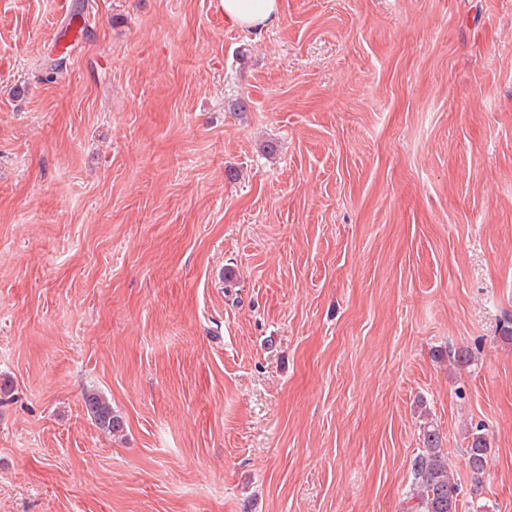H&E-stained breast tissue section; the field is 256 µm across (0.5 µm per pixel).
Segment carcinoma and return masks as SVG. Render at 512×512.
I'll return each instance as SVG.
<instances>
[{
	"mask_svg": "<svg viewBox=\"0 0 512 512\" xmlns=\"http://www.w3.org/2000/svg\"><path fill=\"white\" fill-rule=\"evenodd\" d=\"M474 357L467 349L448 348V362L458 368L468 367ZM84 403L96 426L109 434L123 429V421L114 413L106 398L97 392L84 394ZM425 448L412 464L416 504L412 512H457L459 486L448 472V463L442 448V440L434 429L423 432ZM489 446L484 434L476 431L469 436L466 454L473 474L483 473Z\"/></svg>",
	"mask_w": 512,
	"mask_h": 512,
	"instance_id": "carcinoma-1",
	"label": "carcinoma"
}]
</instances>
